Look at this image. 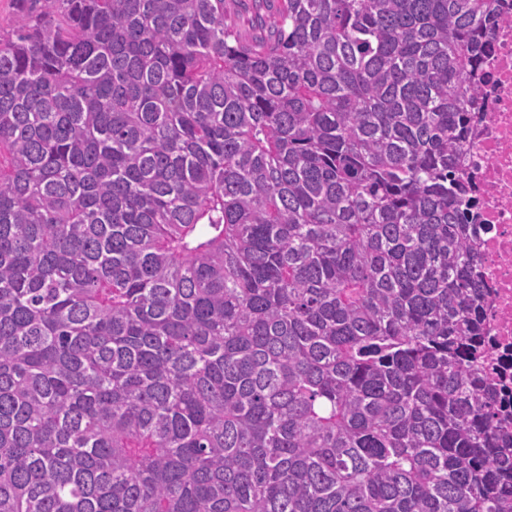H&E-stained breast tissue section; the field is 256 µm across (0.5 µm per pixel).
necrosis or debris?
Instances as JSON below:
<instances>
[{
	"instance_id": "1",
	"label": "necrosis or debris",
	"mask_w": 512,
	"mask_h": 512,
	"mask_svg": "<svg viewBox=\"0 0 512 512\" xmlns=\"http://www.w3.org/2000/svg\"><path fill=\"white\" fill-rule=\"evenodd\" d=\"M477 108L460 169L476 203L471 230L482 259L479 301L486 363L497 387V418L512 437V10L487 37Z\"/></svg>"
}]
</instances>
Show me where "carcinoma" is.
I'll return each mask as SVG.
<instances>
[{
    "instance_id": "obj_1",
    "label": "carcinoma",
    "mask_w": 512,
    "mask_h": 512,
    "mask_svg": "<svg viewBox=\"0 0 512 512\" xmlns=\"http://www.w3.org/2000/svg\"><path fill=\"white\" fill-rule=\"evenodd\" d=\"M501 0H13L0 512H512L468 233ZM280 0H269L264 3V7L259 12L255 8L253 0H229L230 10L237 16L243 30H252L253 26L259 23V18L266 19L274 14L279 7Z\"/></svg>"
}]
</instances>
